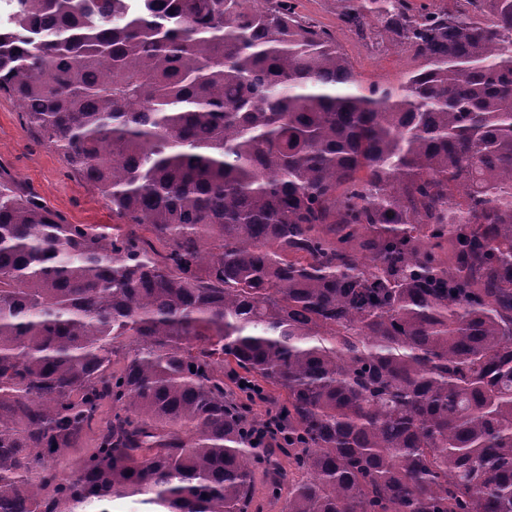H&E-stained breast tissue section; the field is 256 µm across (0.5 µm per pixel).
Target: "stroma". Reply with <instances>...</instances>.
Returning <instances> with one entry per match:
<instances>
[{"instance_id":"obj_1","label":"stroma","mask_w":512,"mask_h":512,"mask_svg":"<svg viewBox=\"0 0 512 512\" xmlns=\"http://www.w3.org/2000/svg\"><path fill=\"white\" fill-rule=\"evenodd\" d=\"M296 12L330 29L357 73L367 81L397 83L414 67L410 51L389 37L364 40L341 27L336 0H293ZM0 169L37 194L71 224H92L104 232L121 224L99 191L73 173L57 151L31 130L18 102L0 94Z\"/></svg>"}]
</instances>
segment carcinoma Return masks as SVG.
<instances>
[{
  "label": "carcinoma",
  "instance_id": "carcinoma-1",
  "mask_svg": "<svg viewBox=\"0 0 512 512\" xmlns=\"http://www.w3.org/2000/svg\"><path fill=\"white\" fill-rule=\"evenodd\" d=\"M13 2L0 94L125 230L0 173V512H512V0H336L396 86L292 0ZM292 1L299 15L334 33L363 80L397 84L403 74L416 64L412 53L396 45L387 35L376 40H363L342 28L337 18L336 0Z\"/></svg>",
  "mask_w": 512,
  "mask_h": 512
}]
</instances>
